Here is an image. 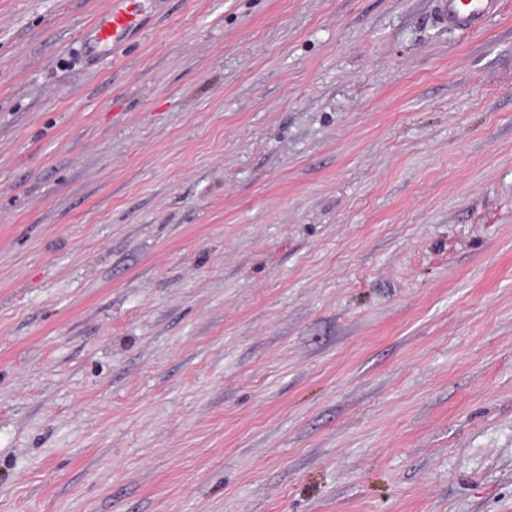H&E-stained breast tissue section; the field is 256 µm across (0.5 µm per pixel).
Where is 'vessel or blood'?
Here are the masks:
<instances>
[{
    "label": "vessel or blood",
    "instance_id": "obj_1",
    "mask_svg": "<svg viewBox=\"0 0 512 512\" xmlns=\"http://www.w3.org/2000/svg\"><path fill=\"white\" fill-rule=\"evenodd\" d=\"M148 0H111L109 8L86 27L89 45L115 54L125 36L141 31ZM501 0H437L436 14L441 22L467 32L480 31L495 16Z\"/></svg>",
    "mask_w": 512,
    "mask_h": 512
}]
</instances>
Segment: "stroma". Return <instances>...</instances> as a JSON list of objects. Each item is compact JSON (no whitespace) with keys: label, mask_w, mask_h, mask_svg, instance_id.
Instances as JSON below:
<instances>
[{"label":"stroma","mask_w":512,"mask_h":512,"mask_svg":"<svg viewBox=\"0 0 512 512\" xmlns=\"http://www.w3.org/2000/svg\"><path fill=\"white\" fill-rule=\"evenodd\" d=\"M0 0V512H512V0ZM151 1L156 0H111L110 7L86 27L90 48L117 54L123 38L143 28L145 7ZM501 1L437 0L436 14L441 22L474 33L499 12Z\"/></svg>","instance_id":"1"}]
</instances>
